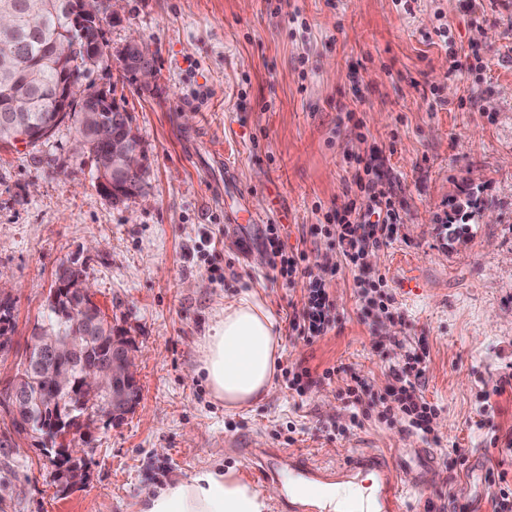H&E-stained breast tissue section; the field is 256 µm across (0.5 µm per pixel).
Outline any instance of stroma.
Returning <instances> with one entry per match:
<instances>
[{
  "label": "stroma",
  "instance_id": "obj_1",
  "mask_svg": "<svg viewBox=\"0 0 512 512\" xmlns=\"http://www.w3.org/2000/svg\"><path fill=\"white\" fill-rule=\"evenodd\" d=\"M103 28L104 61L78 85L112 91L129 113L146 185L105 198L67 122L46 144L0 148V282L13 315L0 397L70 263L135 342L142 395L121 423L92 425L66 491L39 439L9 432L0 401V512H134L170 476L245 474L248 453L287 446L324 463L421 448L435 466L407 512H493L500 480L512 485V388L500 386L512 375V0H123ZM134 36L152 52L146 86L123 68ZM458 50L469 60L453 73ZM361 160L381 163L401 217L364 258L394 296L372 318L355 271L312 232L348 203L370 206L346 194ZM245 210L260 224L234 223ZM448 220L459 234L446 235ZM268 224L336 270V324L314 342L289 326L303 284L274 279ZM412 269L425 290L409 299L400 285ZM249 292L278 320L280 367L315 383L300 397L278 375L267 399L228 411L197 372L198 347L225 302ZM412 349L439 406L430 434L375 412L353 426L352 375L388 397Z\"/></svg>",
  "mask_w": 512,
  "mask_h": 512
}]
</instances>
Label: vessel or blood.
I'll return each instance as SVG.
<instances>
[{
  "mask_svg": "<svg viewBox=\"0 0 512 512\" xmlns=\"http://www.w3.org/2000/svg\"><path fill=\"white\" fill-rule=\"evenodd\" d=\"M428 466L424 458L411 466L400 462L398 456L362 449L351 450L338 463L327 465L286 448L270 450L256 464L261 479L287 478L315 498L326 485L342 487L338 512H404L407 491L420 488L421 473Z\"/></svg>",
  "mask_w": 512,
  "mask_h": 512,
  "instance_id": "vessel-or-blood-1",
  "label": "vessel or blood"
}]
</instances>
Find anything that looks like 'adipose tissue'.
Returning a JSON list of instances; mask_svg holds the SVG:
<instances>
[{
	"label": "adipose tissue",
	"instance_id": "obj_1",
	"mask_svg": "<svg viewBox=\"0 0 512 512\" xmlns=\"http://www.w3.org/2000/svg\"><path fill=\"white\" fill-rule=\"evenodd\" d=\"M276 317L253 294L225 304L201 343L200 369L225 408L238 409L273 390L280 339ZM276 489L262 490L236 469L213 467L176 477L142 496L136 512H270Z\"/></svg>",
	"mask_w": 512,
	"mask_h": 512
}]
</instances>
